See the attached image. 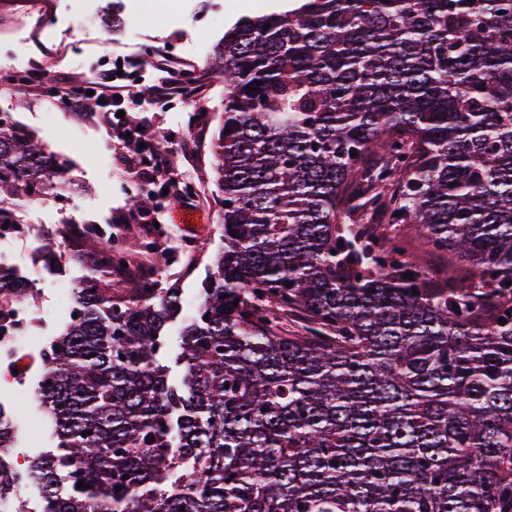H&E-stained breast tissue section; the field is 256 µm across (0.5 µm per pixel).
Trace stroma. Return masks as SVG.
I'll use <instances>...</instances> for the list:
<instances>
[{"label": "stroma", "instance_id": "stroma-1", "mask_svg": "<svg viewBox=\"0 0 512 512\" xmlns=\"http://www.w3.org/2000/svg\"><path fill=\"white\" fill-rule=\"evenodd\" d=\"M271 0H0V113L8 112L21 129L34 134L45 150L67 163L68 193L17 206L19 223L31 224L38 236L25 244L0 241V253L20 259L19 272L28 281L30 294L40 307L39 333L53 341L69 321L73 286L93 269V262L74 260L71 228L85 224L113 226L130 240H144L147 222L124 223L132 194L124 183L117 161L118 144L109 118L101 112L73 113L41 93L14 96L4 77L14 68L62 70L84 80L96 71L117 69L123 56L141 60L140 71L124 69L122 79L152 85L158 71L145 54L172 49L183 68L206 74L208 90L197 100L174 99L157 106L152 102L130 104L147 126L191 134L196 148L177 157L183 175L199 189L191 221L174 224L167 238L156 242L161 251L174 250L181 241L193 243L184 261L169 262L158 278L162 286L177 285L182 308L167 326L162 359L170 382H179L182 367L180 328L194 315L201 290L213 269L216 254L224 247L221 206L214 184V137L221 120L224 83L210 67L215 45L238 18L268 13ZM41 372L31 364L16 388L0 390V407L11 416L15 447L25 457L55 450L54 424L30 393Z\"/></svg>", "mask_w": 512, "mask_h": 512}]
</instances>
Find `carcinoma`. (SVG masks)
<instances>
[{"label": "carcinoma", "instance_id": "1", "mask_svg": "<svg viewBox=\"0 0 512 512\" xmlns=\"http://www.w3.org/2000/svg\"><path fill=\"white\" fill-rule=\"evenodd\" d=\"M214 55L224 251L181 383L179 290L74 230L100 260L43 361L59 449L27 480L49 512H512V0H284ZM61 178L0 125V225ZM408 229L468 272L427 274ZM12 447L0 409V499Z\"/></svg>", "mask_w": 512, "mask_h": 512}]
</instances>
